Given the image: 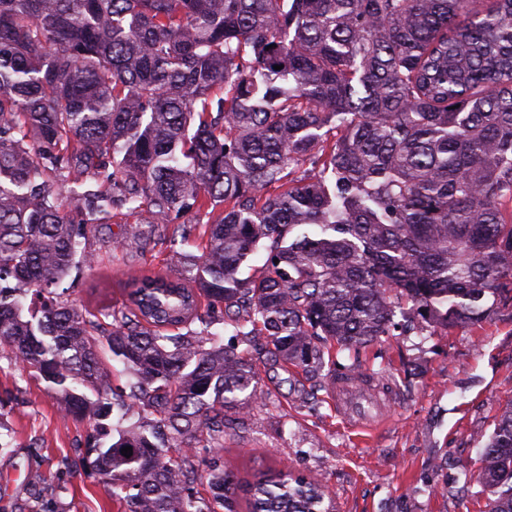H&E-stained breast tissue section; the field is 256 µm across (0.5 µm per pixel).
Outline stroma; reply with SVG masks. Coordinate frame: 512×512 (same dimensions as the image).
Wrapping results in <instances>:
<instances>
[{
    "label": "stroma",
    "mask_w": 512,
    "mask_h": 512,
    "mask_svg": "<svg viewBox=\"0 0 512 512\" xmlns=\"http://www.w3.org/2000/svg\"><path fill=\"white\" fill-rule=\"evenodd\" d=\"M136 215H119L89 235L93 269L71 271L63 285L76 306L126 302L140 273L175 277L164 245H124L131 266L113 262V240ZM389 412L371 432L354 429L329 400L315 402L304 374L260 368L265 398L231 411L237 428L224 438V466L239 478L260 470L324 474L336 512H484L477 473L482 448L512 402V312L475 326L425 327L421 335L362 349ZM88 423L64 417L34 369L0 350V512H121L82 459Z\"/></svg>",
    "instance_id": "obj_1"
}]
</instances>
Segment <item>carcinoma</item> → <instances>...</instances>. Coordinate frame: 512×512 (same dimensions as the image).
I'll use <instances>...</instances> for the list:
<instances>
[{"mask_svg":"<svg viewBox=\"0 0 512 512\" xmlns=\"http://www.w3.org/2000/svg\"><path fill=\"white\" fill-rule=\"evenodd\" d=\"M476 2L0 0V345L92 422L85 461L122 512H336L315 477L242 483L211 453L257 400L248 348L326 391L332 348L353 371L417 329L397 300L443 329L512 309V0ZM124 210L125 237L200 232V254L134 278L129 305L23 317ZM480 462L486 512H512V403Z\"/></svg>","mask_w":512,"mask_h":512,"instance_id":"carcinoma-1","label":"carcinoma"}]
</instances>
